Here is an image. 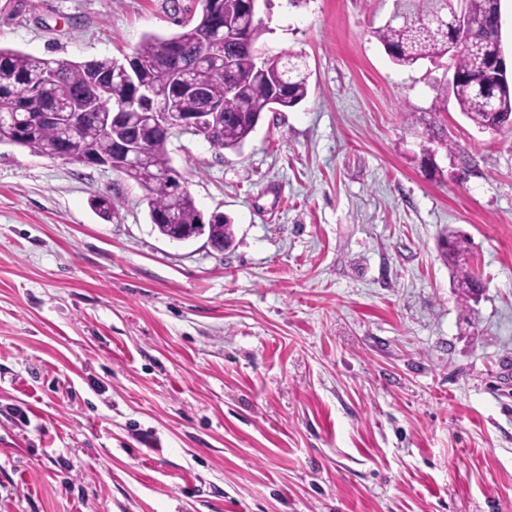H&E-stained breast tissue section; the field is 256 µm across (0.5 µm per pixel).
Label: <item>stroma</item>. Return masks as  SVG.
<instances>
[{"mask_svg": "<svg viewBox=\"0 0 512 512\" xmlns=\"http://www.w3.org/2000/svg\"><path fill=\"white\" fill-rule=\"evenodd\" d=\"M12 6L0 45L38 57L178 30L164 0ZM392 11L260 6L307 99L238 152L168 145L225 251L162 237L111 171L0 144V512H512V132L460 112L450 57L391 60ZM232 226L223 213L215 214L208 224H205V234L213 249L222 252L231 245L234 236ZM452 237L453 239L451 240H448V237L444 240L445 243L443 248L445 250L443 251V255L449 262H454V266L456 267L457 288H461L467 297H471L481 289V283L474 274L465 268L464 263L462 265L460 263L462 260L460 258L464 255L465 251L463 249L465 241L460 237L453 235H451L449 239Z\"/></svg>", "mask_w": 512, "mask_h": 512, "instance_id": "obj_1", "label": "stroma"}]
</instances>
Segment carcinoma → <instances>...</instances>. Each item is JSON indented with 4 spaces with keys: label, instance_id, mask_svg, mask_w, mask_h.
Instances as JSON below:
<instances>
[{
    "label": "carcinoma",
    "instance_id": "obj_1",
    "mask_svg": "<svg viewBox=\"0 0 512 512\" xmlns=\"http://www.w3.org/2000/svg\"><path fill=\"white\" fill-rule=\"evenodd\" d=\"M195 2L201 4V13L192 27L169 37L146 35L128 58L140 66L139 82L153 90L158 104L169 102L179 112H200L212 103L221 105L222 129L212 145L238 150L255 131L263 113L294 108L308 97V74L294 63H277L273 59L258 62L257 44L263 29L251 17L247 0ZM212 3L224 12L225 24L247 29L250 40L246 48L224 41V62L219 64L209 58V49L198 45V37L210 31ZM441 8L454 9V0H397L401 19L385 23L376 36L400 66H412L421 59L454 52L457 77L452 89L460 111L481 130L497 131L512 124V82L507 74L487 64L489 42H500V0H464L466 43L456 50L452 49L451 34L432 25ZM174 41L179 42L183 71L206 87L208 97L181 91L172 81L171 71L162 69ZM118 68L120 61L109 56L74 63L0 47V113L69 112L91 92L88 79L108 76ZM130 94V88L115 78L100 104L80 113L79 155L73 163L94 167L95 155L108 154L112 143L132 137L135 122L114 123L110 134L103 133L106 113L118 111ZM172 135L170 129L154 130L143 159L121 171L124 179L134 181L142 190L150 223L168 238L177 231L192 234L202 218L192 195L176 190L181 175L169 156ZM61 142L63 130L58 126L29 123L17 127L0 123V144L35 148L45 154L59 150ZM91 204L104 220H112V195L99 193ZM205 234L213 249L220 252L231 245L234 236L232 224L222 213L212 216L205 225ZM443 255L454 263L457 287L466 296L471 297L481 289L478 278L460 263L463 239L455 236L449 240Z\"/></svg>",
    "mask_w": 512,
    "mask_h": 512
}]
</instances>
